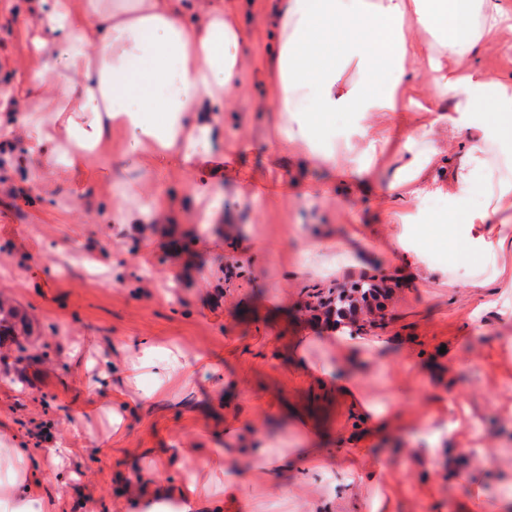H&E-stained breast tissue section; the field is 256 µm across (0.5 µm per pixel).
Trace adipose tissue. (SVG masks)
I'll use <instances>...</instances> for the list:
<instances>
[{
    "label": "adipose tissue",
    "instance_id": "obj_1",
    "mask_svg": "<svg viewBox=\"0 0 512 512\" xmlns=\"http://www.w3.org/2000/svg\"><path fill=\"white\" fill-rule=\"evenodd\" d=\"M36 26L28 33L31 54L41 60L22 91L0 94V112L18 97L38 101L25 119L26 150L38 169L64 167L76 184L90 178L99 149L114 132L131 131L154 155L181 158L195 170L193 145L209 138L215 107L238 86L246 65L241 46L248 39L236 0H206L185 18L182 0H137L134 9L112 0H30ZM277 47L267 76L280 114L284 141H299L308 157L355 179L369 170L376 148L400 158L390 183L388 219L405 207L420 209L429 199L455 202L480 193L482 207L451 210L447 245L455 262L483 267L467 288L476 314L512 316V235L496 232L512 222V79L489 77L472 64L492 43L512 7L505 0H277ZM420 61L429 95L419 103L405 95L407 60ZM431 113L429 122L416 113ZM377 112L398 115L400 138L372 129ZM346 113L347 125L325 136L321 115ZM475 131L447 180L435 173L443 157L440 134ZM324 341L340 361L313 366L320 383L347 397L373 432L390 430L395 404L367 395L354 365L386 348L366 340L344 316L328 317ZM13 473L0 486L14 512H57L42 495L25 450L0 448ZM272 480L293 474H326L316 448H277L262 434L246 438L232 428L224 445L202 451L201 467L177 484L156 482L124 495L118 512H224L240 504L244 485L238 468Z\"/></svg>",
    "mask_w": 512,
    "mask_h": 512
}]
</instances>
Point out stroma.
Here are the masks:
<instances>
[{
    "mask_svg": "<svg viewBox=\"0 0 512 512\" xmlns=\"http://www.w3.org/2000/svg\"><path fill=\"white\" fill-rule=\"evenodd\" d=\"M251 59L232 98L217 108L219 134L199 150L200 169L154 164L132 133L113 136L98 153L99 177L78 197L59 171L32 173L18 145L0 149V297L31 320L26 336L0 339V446L25 449L39 484L60 493L58 512H107L130 478H180L169 467L180 448H220L224 429L263 432L272 441L311 432V447L344 464L389 466L391 512H495L512 479V326L492 313L473 320L474 300L448 264L434 227L448 203L432 199L419 246L433 270L416 277L393 251L398 225L384 208L398 158L376 156L365 180L343 184L308 159L301 144H277L272 90L262 62L273 45L270 0H247ZM32 23L25 0H0V91L20 85L38 59L25 45ZM172 199L174 220L117 219L123 187ZM219 215L197 231L203 210ZM375 275L368 337L385 336L362 378L374 398H396L398 430L359 442L363 422L347 400L303 370L330 351L315 342L313 293ZM201 354L212 365L188 381L158 383L143 373L120 432L112 430L111 387L104 370L122 371L129 347ZM455 391L465 425L448 439L455 480L436 478L402 430L437 426L439 397ZM495 460L472 464L475 449ZM245 493L266 506L287 497L306 512L326 497L322 478L284 484L249 473ZM484 496L473 497L474 488Z\"/></svg>",
    "mask_w": 512,
    "mask_h": 512,
    "instance_id": "obj_1",
    "label": "stroma"
}]
</instances>
